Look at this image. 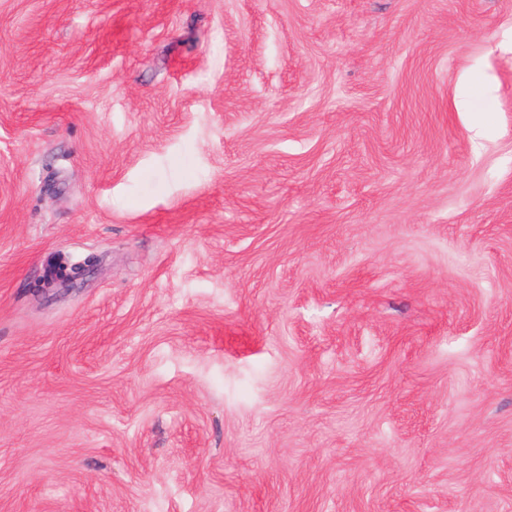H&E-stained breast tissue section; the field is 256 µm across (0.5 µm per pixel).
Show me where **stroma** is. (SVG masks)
<instances>
[{
	"instance_id": "obj_1",
	"label": "stroma",
	"mask_w": 512,
	"mask_h": 512,
	"mask_svg": "<svg viewBox=\"0 0 512 512\" xmlns=\"http://www.w3.org/2000/svg\"><path fill=\"white\" fill-rule=\"evenodd\" d=\"M0 512H512V0H0ZM96 262L97 258L93 255L80 260L59 258L43 276L40 288L50 289L62 284H73L89 273Z\"/></svg>"
}]
</instances>
